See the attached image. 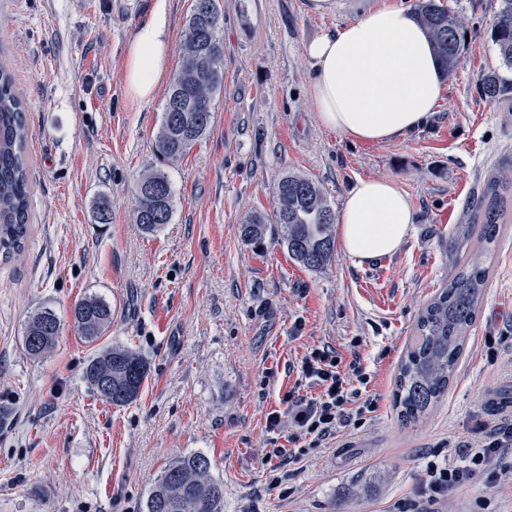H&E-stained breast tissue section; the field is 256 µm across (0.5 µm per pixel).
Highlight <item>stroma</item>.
I'll use <instances>...</instances> for the list:
<instances>
[{"mask_svg": "<svg viewBox=\"0 0 512 512\" xmlns=\"http://www.w3.org/2000/svg\"><path fill=\"white\" fill-rule=\"evenodd\" d=\"M164 2L169 56L156 96H127L136 30ZM377 0H220L224 86L190 153L153 152L195 0H0V62L22 95L30 224L23 251L0 259V512H143L174 456L200 451L224 481V512H403L431 456L474 441L476 421L512 420V224L487 258L489 277L448 390L417 424L394 407L398 366L421 308L448 280L489 173L512 169V101L481 97L478 80L512 78L492 39L498 0H443L469 36L436 116L405 139L349 140L321 123L305 46ZM163 170L170 224L134 221L135 183ZM316 181L333 210L360 178L395 181L414 222L401 249L358 266L342 248L319 271L295 263L268 231L242 239L243 217L272 212L281 173ZM112 204L97 223L99 198ZM112 305L104 343L126 345L149 373L136 401L102 402L83 379L95 348L77 335L76 301ZM62 323L56 347L30 358L25 324L42 308ZM495 340L487 349L486 337ZM319 348L369 378L354 406L372 411L270 472L262 458L294 427L267 426ZM491 488L470 487L428 512H512V457Z\"/></svg>", "mask_w": 512, "mask_h": 512, "instance_id": "obj_1", "label": "stroma"}]
</instances>
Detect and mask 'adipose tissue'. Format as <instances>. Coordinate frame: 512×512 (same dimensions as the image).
Segmentation results:
<instances>
[{"mask_svg": "<svg viewBox=\"0 0 512 512\" xmlns=\"http://www.w3.org/2000/svg\"><path fill=\"white\" fill-rule=\"evenodd\" d=\"M164 5L135 33L125 68L129 97H154L169 52ZM313 68L311 94L322 124L358 142L406 138L432 119L442 99L445 73L426 29L397 0L305 47ZM344 252L356 265L396 253L406 240L413 211L390 179L356 180L337 216Z\"/></svg>", "mask_w": 512, "mask_h": 512, "instance_id": "adipose-tissue-1", "label": "adipose tissue"}]
</instances>
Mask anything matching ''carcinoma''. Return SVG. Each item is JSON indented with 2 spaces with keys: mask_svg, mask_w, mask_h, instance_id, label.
Returning <instances> with one entry per match:
<instances>
[{
  "mask_svg": "<svg viewBox=\"0 0 512 512\" xmlns=\"http://www.w3.org/2000/svg\"><path fill=\"white\" fill-rule=\"evenodd\" d=\"M195 0L186 23L183 51L200 55L209 68L200 73L179 69L166 97L163 119L155 138V150L165 159H180L205 135L212 118L215 94L224 83V51L218 37L222 20L219 0H208L211 14L200 16ZM418 17L427 28L445 71L457 66L461 17L439 0H419ZM493 42L504 65L512 69V0H499ZM482 95L490 102L512 98V81L498 72L480 78ZM29 131L23 103L15 90L9 69L0 66V256L19 254L28 236L30 183L25 155ZM135 223L146 233L161 229L172 220L174 194L168 176L146 170L135 188ZM279 227L280 245L300 266L317 271L331 261L334 249L332 208L322 189L308 177L285 173L274 190L272 216L247 215L243 238L262 243L266 224ZM512 223V174L492 173L483 185L477 210L470 223L461 225L463 238L475 246L462 254L448 255V283L421 309L417 338L406 349L398 375L394 403L404 425L415 424L448 389L463 353L465 338L473 325L489 274L486 255L503 230ZM74 327L88 344H94L112 323V306L100 297H85L73 306ZM56 313L44 308L27 322L24 350L42 357L61 335ZM148 367L134 349L102 345L84 369V379L103 401L126 406L137 400ZM144 512H224V483L211 474L209 458L200 452L181 455L169 462L151 488Z\"/></svg>",
  "mask_w": 512,
  "mask_h": 512,
  "instance_id": "cac0c4a2",
  "label": "carcinoma"
}]
</instances>
